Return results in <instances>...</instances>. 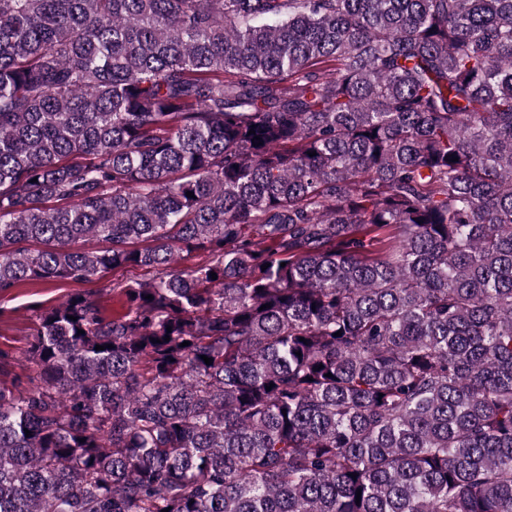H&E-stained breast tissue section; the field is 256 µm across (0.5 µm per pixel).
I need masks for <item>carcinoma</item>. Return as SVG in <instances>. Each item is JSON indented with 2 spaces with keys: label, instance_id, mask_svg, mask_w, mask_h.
<instances>
[{
  "label": "carcinoma",
  "instance_id": "obj_1",
  "mask_svg": "<svg viewBox=\"0 0 512 512\" xmlns=\"http://www.w3.org/2000/svg\"><path fill=\"white\" fill-rule=\"evenodd\" d=\"M129 266L0 512H512V0H0V292Z\"/></svg>",
  "mask_w": 512,
  "mask_h": 512
}]
</instances>
